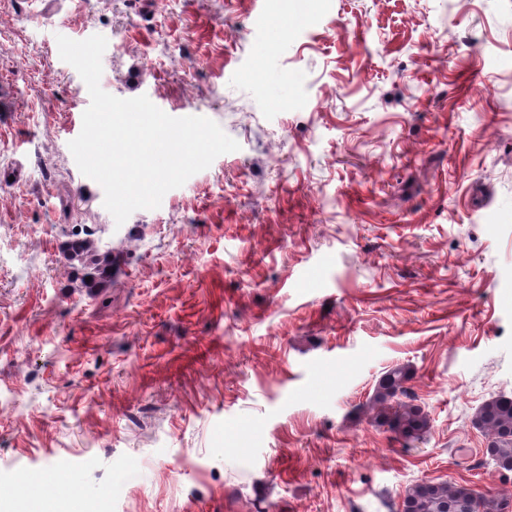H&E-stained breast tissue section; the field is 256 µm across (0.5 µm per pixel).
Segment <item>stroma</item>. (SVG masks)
Listing matches in <instances>:
<instances>
[{
    "label": "stroma",
    "mask_w": 512,
    "mask_h": 512,
    "mask_svg": "<svg viewBox=\"0 0 512 512\" xmlns=\"http://www.w3.org/2000/svg\"><path fill=\"white\" fill-rule=\"evenodd\" d=\"M45 3L0 0V512L512 494L471 424L512 395V0ZM95 34L104 91L240 144L120 226L69 149L90 96L56 38ZM88 229L117 258L93 300ZM396 365L411 448L363 412ZM65 253L71 267L82 272L80 287L89 298H95L100 288L112 284L116 265L112 250L102 245L101 240L93 237V234L84 233V237L75 234L65 244ZM88 277L91 280L86 282Z\"/></svg>",
    "instance_id": "35a3bbf8"
}]
</instances>
